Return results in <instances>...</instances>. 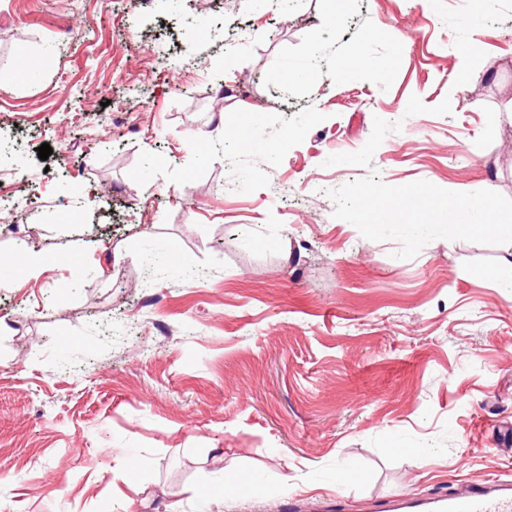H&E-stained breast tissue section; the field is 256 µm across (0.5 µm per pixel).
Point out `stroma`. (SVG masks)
Wrapping results in <instances>:
<instances>
[{
    "label": "stroma",
    "instance_id": "1",
    "mask_svg": "<svg viewBox=\"0 0 512 512\" xmlns=\"http://www.w3.org/2000/svg\"><path fill=\"white\" fill-rule=\"evenodd\" d=\"M0 56L12 512H385L512 480V244L398 259L328 195L374 169L512 199V0H0ZM377 117L402 129L371 167L325 166ZM258 471L275 496L243 492Z\"/></svg>",
    "mask_w": 512,
    "mask_h": 512
}]
</instances>
